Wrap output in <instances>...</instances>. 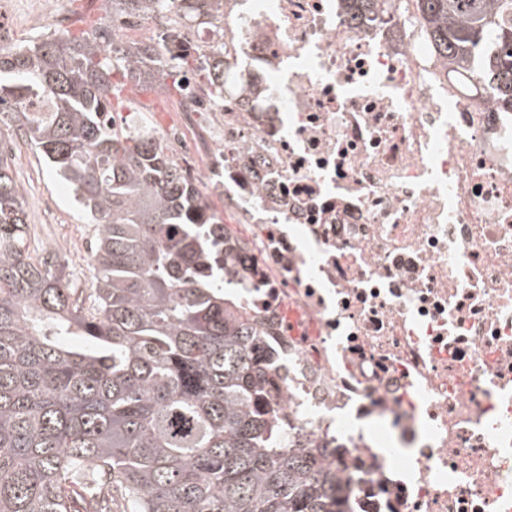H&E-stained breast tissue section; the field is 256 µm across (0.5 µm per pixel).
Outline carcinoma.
<instances>
[{
    "instance_id": "1",
    "label": "carcinoma",
    "mask_w": 512,
    "mask_h": 512,
    "mask_svg": "<svg viewBox=\"0 0 512 512\" xmlns=\"http://www.w3.org/2000/svg\"><path fill=\"white\" fill-rule=\"evenodd\" d=\"M122 16L224 0H111ZM380 21L383 0H347ZM438 55L512 110V0H416ZM224 50L160 58L113 33L0 46V124L38 149L99 222L88 288L27 251L23 192L0 131V512H341L340 487L282 440L270 354L225 292L233 234L143 124L112 120V76L203 81L224 99Z\"/></svg>"
}]
</instances>
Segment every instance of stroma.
Instances as JSON below:
<instances>
[{"mask_svg":"<svg viewBox=\"0 0 512 512\" xmlns=\"http://www.w3.org/2000/svg\"><path fill=\"white\" fill-rule=\"evenodd\" d=\"M65 7L74 20L59 27L49 21H27L28 0H0V13H7L10 19L11 42L15 45L37 36L44 38L64 32L82 37L112 25L111 20L102 18L99 0H65ZM175 97V92L158 87L148 76L128 77L120 98L112 102L113 114L120 121L126 113L134 111L155 127L171 126L178 119L173 108ZM12 169L23 190L31 257L37 260L46 252L57 250L71 281L79 287H89L94 267L86 260L84 247L96 240L97 222L77 205L68 185L19 133L14 134L12 141Z\"/></svg>","mask_w":512,"mask_h":512,"instance_id":"1","label":"stroma"}]
</instances>
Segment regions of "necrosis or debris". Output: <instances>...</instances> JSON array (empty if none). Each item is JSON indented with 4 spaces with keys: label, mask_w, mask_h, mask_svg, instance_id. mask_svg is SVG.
I'll return each mask as SVG.
<instances>
[{
    "label": "necrosis or debris",
    "mask_w": 512,
    "mask_h": 512,
    "mask_svg": "<svg viewBox=\"0 0 512 512\" xmlns=\"http://www.w3.org/2000/svg\"><path fill=\"white\" fill-rule=\"evenodd\" d=\"M223 47L224 98L186 81L157 139L242 239L237 309L275 359L287 445L350 512H512V112L440 59L410 0H226L116 35ZM351 3L348 8L353 12L354 17L375 22L382 21L385 13L386 5L381 3L385 0H346Z\"/></svg>",
    "instance_id": "necrosis-or-debris-1"
}]
</instances>
